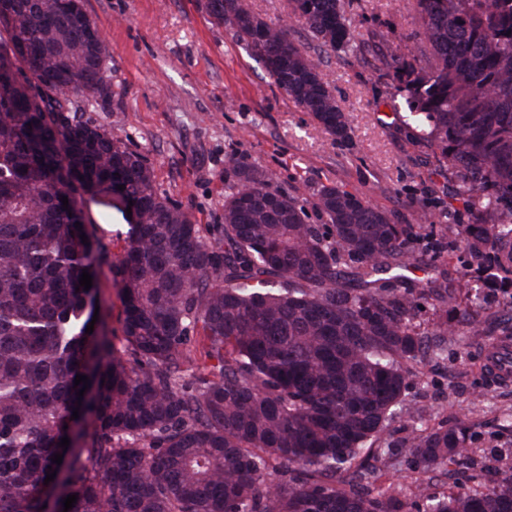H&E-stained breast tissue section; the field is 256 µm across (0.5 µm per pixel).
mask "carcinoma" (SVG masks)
Instances as JSON below:
<instances>
[{
  "mask_svg": "<svg viewBox=\"0 0 512 512\" xmlns=\"http://www.w3.org/2000/svg\"><path fill=\"white\" fill-rule=\"evenodd\" d=\"M201 7L332 140L350 138L319 56L294 36L353 46L341 0H289L279 24L245 0ZM414 11L425 42L395 46L394 77L468 216L440 226L426 265L412 225L364 196L321 185L324 223L310 224L299 196L234 155L224 223H195L144 153L83 119L112 95L85 0H0V512H63L75 493L69 512H512V473L465 454L469 420L433 425L406 399L422 359L492 317L461 305L445 252L482 275L486 297L512 298V0ZM87 196L131 209L119 254L85 223ZM104 267L121 291L119 347L93 320ZM499 336L485 372L512 352V321ZM76 409L89 442L68 427ZM397 417L416 429L394 445L384 432ZM397 463L405 498L382 482ZM451 465L465 482L435 490ZM51 469L64 493L48 509Z\"/></svg>",
  "mask_w": 512,
  "mask_h": 512,
  "instance_id": "carcinoma-1",
  "label": "carcinoma"
}]
</instances>
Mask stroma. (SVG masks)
Masks as SVG:
<instances>
[{
  "mask_svg": "<svg viewBox=\"0 0 512 512\" xmlns=\"http://www.w3.org/2000/svg\"><path fill=\"white\" fill-rule=\"evenodd\" d=\"M345 2L362 41L326 56L322 70L349 117L347 141H333L290 102L199 0H86L112 56V101L88 118L146 154L160 191L199 224L224 221L230 154L267 169L274 187L300 197L314 224L315 191L327 181L364 194L400 224L416 223L440 200L444 212L434 222L447 223L458 179L418 138L392 79L391 47L424 38L413 0ZM84 214L119 252L125 217L91 200ZM495 340L492 333L455 337L447 359L427 364L409 397L435 421H474L470 454L488 456L501 472L512 469V381L487 385L471 366Z\"/></svg>",
  "mask_w": 512,
  "mask_h": 512,
  "instance_id": "1",
  "label": "stroma"
}]
</instances>
